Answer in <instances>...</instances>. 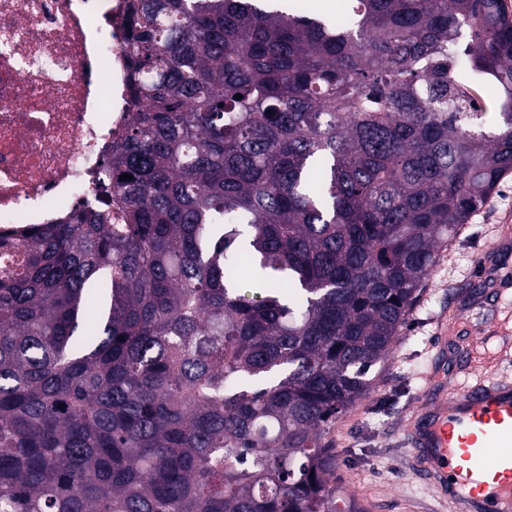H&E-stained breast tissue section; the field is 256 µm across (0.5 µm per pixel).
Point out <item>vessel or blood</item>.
Returning <instances> with one entry per match:
<instances>
[{"instance_id":"vessel-or-blood-1","label":"vessel or blood","mask_w":512,"mask_h":512,"mask_svg":"<svg viewBox=\"0 0 512 512\" xmlns=\"http://www.w3.org/2000/svg\"><path fill=\"white\" fill-rule=\"evenodd\" d=\"M420 472L464 512H512V380L497 379L422 407L405 428ZM510 481L488 495L470 492L484 471Z\"/></svg>"}]
</instances>
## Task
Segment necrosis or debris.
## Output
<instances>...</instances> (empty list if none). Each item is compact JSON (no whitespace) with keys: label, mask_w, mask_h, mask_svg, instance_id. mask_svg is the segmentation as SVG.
<instances>
[{"label":"necrosis or debris","mask_w":512,"mask_h":512,"mask_svg":"<svg viewBox=\"0 0 512 512\" xmlns=\"http://www.w3.org/2000/svg\"><path fill=\"white\" fill-rule=\"evenodd\" d=\"M126 0H0V231L95 202L130 117Z\"/></svg>","instance_id":"1"}]
</instances>
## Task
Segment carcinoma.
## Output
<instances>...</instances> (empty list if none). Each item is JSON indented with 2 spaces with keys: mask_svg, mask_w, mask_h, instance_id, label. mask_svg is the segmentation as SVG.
<instances>
[{
  "mask_svg": "<svg viewBox=\"0 0 512 512\" xmlns=\"http://www.w3.org/2000/svg\"><path fill=\"white\" fill-rule=\"evenodd\" d=\"M125 23L96 204L0 233V512H361L326 434L512 174V17L128 0ZM288 4L297 3L301 10L312 17H328L336 21V19L342 18L349 10V0H334L336 7L332 10H324L319 7L321 0H285Z\"/></svg>",
  "mask_w": 512,
  "mask_h": 512,
  "instance_id": "obj_1",
  "label": "carcinoma"
}]
</instances>
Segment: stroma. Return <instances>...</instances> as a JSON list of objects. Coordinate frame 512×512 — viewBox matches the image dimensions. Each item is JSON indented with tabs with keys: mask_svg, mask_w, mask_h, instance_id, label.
Instances as JSON below:
<instances>
[{
	"mask_svg": "<svg viewBox=\"0 0 512 512\" xmlns=\"http://www.w3.org/2000/svg\"><path fill=\"white\" fill-rule=\"evenodd\" d=\"M512 376V176L448 247L369 391L332 426L339 487L364 512H456L404 434L422 402Z\"/></svg>",
	"mask_w": 512,
	"mask_h": 512,
	"instance_id": "stroma-1",
	"label": "stroma"
}]
</instances>
